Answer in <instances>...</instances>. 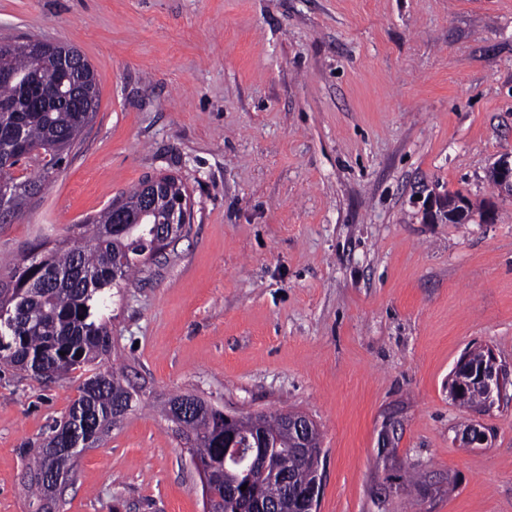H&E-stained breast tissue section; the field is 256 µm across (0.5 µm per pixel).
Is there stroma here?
I'll return each instance as SVG.
<instances>
[{
  "instance_id": "stroma-1",
  "label": "stroma",
  "mask_w": 512,
  "mask_h": 512,
  "mask_svg": "<svg viewBox=\"0 0 512 512\" xmlns=\"http://www.w3.org/2000/svg\"><path fill=\"white\" fill-rule=\"evenodd\" d=\"M30 37L85 55L99 108L0 224V260L147 175L192 203L167 260L103 312L143 407L78 458L62 512H203L154 411L180 392L313 419L318 512H512V390L476 451L448 395L467 347L512 370V198L488 178L512 155V0H0V42ZM435 194L467 198L468 222L431 221ZM83 379L0 367V512H28L29 451Z\"/></svg>"
}]
</instances>
